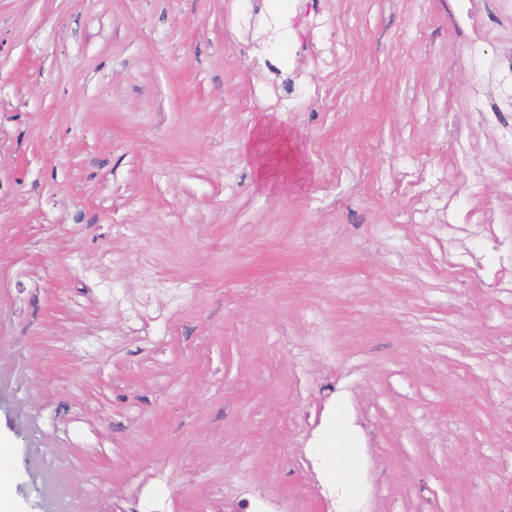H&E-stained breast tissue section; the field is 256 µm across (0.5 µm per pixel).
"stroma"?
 Returning a JSON list of instances; mask_svg holds the SVG:
<instances>
[{
	"label": "stroma",
	"mask_w": 512,
	"mask_h": 512,
	"mask_svg": "<svg viewBox=\"0 0 512 512\" xmlns=\"http://www.w3.org/2000/svg\"><path fill=\"white\" fill-rule=\"evenodd\" d=\"M315 3L0 0L14 512H326L340 405L352 505L512 512V0L478 65L460 0ZM267 114L308 182L254 183ZM495 72L498 86L497 101L477 100L474 112L482 117L492 114L504 121L505 114L511 117L512 112V59L499 62L495 67ZM343 412L340 408L336 410V417L331 431L319 451L325 458L334 463L332 468L336 478L351 484L355 479V472L348 460V441L342 427Z\"/></svg>",
	"instance_id": "35a3bbf8"
}]
</instances>
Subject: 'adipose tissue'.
Listing matches in <instances>:
<instances>
[{
	"instance_id": "adipose-tissue-1",
	"label": "adipose tissue",
	"mask_w": 512,
	"mask_h": 512,
	"mask_svg": "<svg viewBox=\"0 0 512 512\" xmlns=\"http://www.w3.org/2000/svg\"><path fill=\"white\" fill-rule=\"evenodd\" d=\"M243 150L252 161L259 187L286 181L301 184L310 177L295 137L272 117H264L257 123L253 137L244 142Z\"/></svg>"
}]
</instances>
